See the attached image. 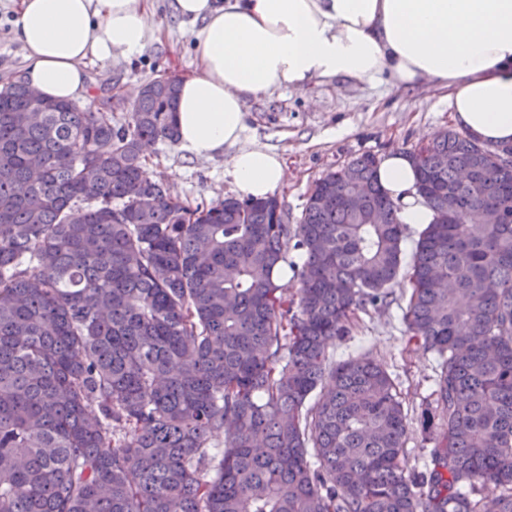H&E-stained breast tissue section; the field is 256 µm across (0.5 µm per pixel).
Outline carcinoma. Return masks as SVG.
<instances>
[{
  "mask_svg": "<svg viewBox=\"0 0 512 512\" xmlns=\"http://www.w3.org/2000/svg\"><path fill=\"white\" fill-rule=\"evenodd\" d=\"M179 93L156 77L116 122L0 88V512H512V164L452 129L408 152L433 214L408 257L372 154L294 226L273 196H173L142 147L177 141ZM400 277L438 367L417 472L385 364L330 355Z\"/></svg>",
  "mask_w": 512,
  "mask_h": 512,
  "instance_id": "1",
  "label": "carcinoma"
}]
</instances>
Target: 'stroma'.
<instances>
[{
    "instance_id": "1",
    "label": "stroma",
    "mask_w": 512,
    "mask_h": 512,
    "mask_svg": "<svg viewBox=\"0 0 512 512\" xmlns=\"http://www.w3.org/2000/svg\"><path fill=\"white\" fill-rule=\"evenodd\" d=\"M14 17V0H0V81L21 78L27 65L13 37ZM153 19L164 31L162 41L148 44L130 59L87 65L90 96L110 87L127 101L148 80L161 75L181 78L192 71L193 24L175 15L172 0H154ZM454 125L446 92L432 85L396 90L380 82H334L312 85L304 93L284 88L251 101L245 141L284 157L288 178L275 195L289 223L296 224L313 184L328 171L365 153L380 158L391 151L413 150ZM232 154L228 148L213 158L196 157L160 140L145 151L146 170L165 180L181 200L208 204L232 193L224 179ZM392 291L395 302L390 307L357 312L352 335L338 341L334 352L340 359L368 353L386 362L408 413L407 467L418 470L431 448L422 439L418 415L431 391L436 364L432 353L407 341L404 280H397Z\"/></svg>"
}]
</instances>
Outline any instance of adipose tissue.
<instances>
[{
	"label": "adipose tissue",
	"mask_w": 512,
	"mask_h": 512,
	"mask_svg": "<svg viewBox=\"0 0 512 512\" xmlns=\"http://www.w3.org/2000/svg\"><path fill=\"white\" fill-rule=\"evenodd\" d=\"M195 23V67L180 81V150L233 149L225 175L239 198L271 196L286 178L279 153L242 146L249 101L279 88L386 80L447 90L458 125L512 145V0H174ZM151 0H18L13 33L25 82L45 96H86L87 62L139 55L159 40ZM380 184L405 224H428L406 154L389 153Z\"/></svg>",
	"instance_id": "adipose-tissue-1"
}]
</instances>
